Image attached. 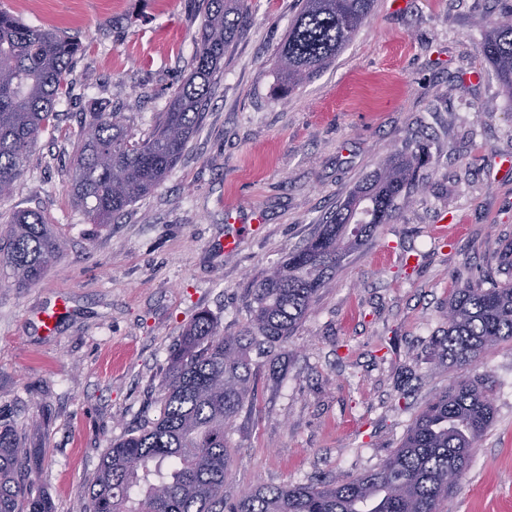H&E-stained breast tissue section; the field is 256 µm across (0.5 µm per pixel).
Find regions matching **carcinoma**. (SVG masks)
I'll return each mask as SVG.
<instances>
[{
  "instance_id": "carcinoma-1",
  "label": "carcinoma",
  "mask_w": 512,
  "mask_h": 512,
  "mask_svg": "<svg viewBox=\"0 0 512 512\" xmlns=\"http://www.w3.org/2000/svg\"><path fill=\"white\" fill-rule=\"evenodd\" d=\"M373 0H301L276 66L281 92L336 59L367 22ZM193 70L136 138L117 109L90 113L81 126L71 197L92 224H110L149 194L174 168L201 125L224 53L246 25V0H198ZM80 45L0 8V195L25 172L40 136L55 128ZM503 91L512 96V7L501 11L480 44ZM431 164L422 148L396 151L336 206L288 259L249 290L250 319L226 333L198 314L174 345L160 385L159 415L109 446L89 487L87 512H443L457 493L475 448L495 416L489 377H464L415 416L399 447L375 468L316 484L259 486L224 501L230 472L227 430L253 409L251 353L266 359L268 377L284 376L279 357L336 271L389 223ZM62 256V243L34 210L0 214V267L15 285L38 282ZM448 322L432 340L441 360L477 363L512 340V283L488 288L468 281L448 302ZM30 449L17 431L0 427V512H53L29 480Z\"/></svg>"
}]
</instances>
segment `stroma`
Wrapping results in <instances>:
<instances>
[{
  "label": "stroma",
  "mask_w": 512,
  "mask_h": 512,
  "mask_svg": "<svg viewBox=\"0 0 512 512\" xmlns=\"http://www.w3.org/2000/svg\"><path fill=\"white\" fill-rule=\"evenodd\" d=\"M202 123L168 176L115 223H89L68 185L86 113L120 107L147 135L193 68L194 0H0L24 22L83 46L60 102L0 213L38 211L63 254L35 285L0 273V426L37 449L32 474L53 512H86L112 440L159 413L168 355L199 311L227 332L250 318L248 288L308 239L325 216L403 143L432 156L399 215L337 272L288 340L285 378L260 368L256 406L226 438L224 496L362 474L463 370L430 342L448 300L470 279L503 283L512 246V98L480 43L499 0H375L336 60L280 93L275 53L297 0H248ZM263 222L235 251L224 236ZM452 245L435 242L442 215ZM416 256L406 266V256ZM68 312L51 334L45 308ZM471 375L493 382L496 418L452 500L453 512H512V341Z\"/></svg>",
  "instance_id": "stroma-1"
}]
</instances>
